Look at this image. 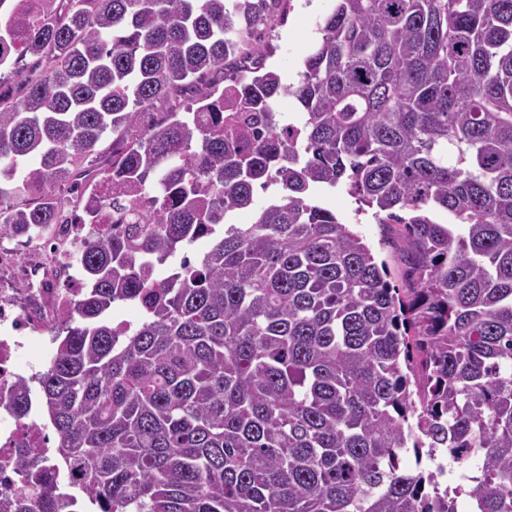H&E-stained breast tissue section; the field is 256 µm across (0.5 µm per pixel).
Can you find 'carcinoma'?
<instances>
[{
  "label": "carcinoma",
  "instance_id": "cac0c4a2",
  "mask_svg": "<svg viewBox=\"0 0 512 512\" xmlns=\"http://www.w3.org/2000/svg\"><path fill=\"white\" fill-rule=\"evenodd\" d=\"M265 2L60 0L23 26L44 67L0 75L26 88L0 94V238L65 223L108 132L117 194L40 379L54 462L18 447L37 495L0 512H83L57 467L101 512H512V0H336L292 86L236 69ZM283 94L304 111L286 137ZM258 185L282 193L229 223ZM316 185L404 229L408 287ZM127 301L135 325L110 318ZM30 396L8 391L17 418ZM439 453L478 466L444 487Z\"/></svg>",
  "mask_w": 512,
  "mask_h": 512
}]
</instances>
